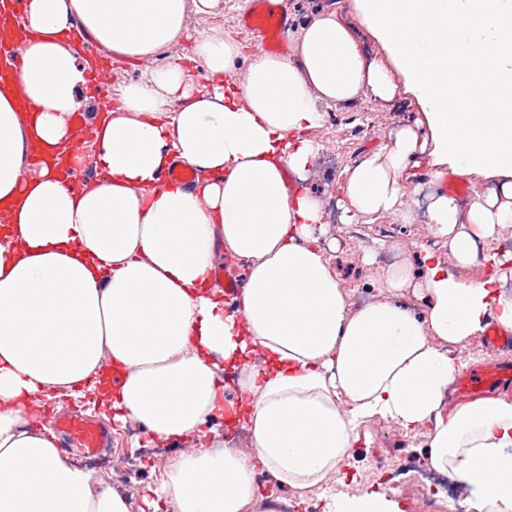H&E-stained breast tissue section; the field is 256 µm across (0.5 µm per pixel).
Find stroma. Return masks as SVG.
<instances>
[{"label": "stroma", "mask_w": 512, "mask_h": 512, "mask_svg": "<svg viewBox=\"0 0 512 512\" xmlns=\"http://www.w3.org/2000/svg\"><path fill=\"white\" fill-rule=\"evenodd\" d=\"M247 0H222L215 13L189 12L188 30L160 53L136 60L113 59L110 72L101 80L109 87L111 98H118L122 88L137 80L143 73L172 61L189 65L192 85L196 93H207L210 84L203 69L193 65L197 38L222 29L225 36L245 47V55L237 60L233 77L244 81L250 56L260 54L249 36L235 25V15ZM294 24L288 42H296L302 30L315 18L333 12L352 32L360 48L387 69H395L396 62L382 40L367 23L356 0H291ZM426 108L414 92L399 88L396 98L389 103H378L367 97L335 107H323V120L307 133L319 150L302 182L303 187L319 196L324 204L325 233L322 243L338 240V251L329 258L341 277L344 288L355 304L369 302V289L394 264L418 266L426 253H434L444 264H453L454 258L441 240L437 239L424 215V198L416 191V179L436 171H448L449 166L433 150H426L415 171V180L407 181L400 213L359 218L351 224L338 221L336 211L337 182L345 171L364 155L378 152L389 133L406 124L424 121ZM103 390L93 384L62 396L56 393L42 396L41 403L48 412L69 407L97 413L112 427L114 461L133 454L139 446V433L133 432L132 419L115 420L110 408L99 405ZM428 427L412 433L397 424L376 418L358 428V439L349 457L336 471V487L322 500H310L308 492L288 489L284 495L292 512H333L335 502L353 498L369 491L387 495L396 501L400 512H419V494L414 476L408 471V460L423 457Z\"/></svg>", "instance_id": "obj_1"}]
</instances>
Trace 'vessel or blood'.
Returning a JSON list of instances; mask_svg holds the SVG:
<instances>
[{
  "instance_id": "b4317fda",
  "label": "vessel or blood",
  "mask_w": 512,
  "mask_h": 512,
  "mask_svg": "<svg viewBox=\"0 0 512 512\" xmlns=\"http://www.w3.org/2000/svg\"><path fill=\"white\" fill-rule=\"evenodd\" d=\"M288 0H250L247 8L237 14L238 26L251 33L267 50L284 42L292 26L287 7ZM22 59L8 53L7 62L0 66V95L19 93L18 74ZM200 172L182 160H173L160 175L162 183H176L192 188ZM489 359L482 369L457 375L455 387L458 396L479 397L490 391L512 385V333L502 334L496 326H489L483 337ZM54 428L64 436L67 447L79 449L85 455L98 454L112 440L108 425L101 419L77 410H63L52 417Z\"/></svg>"
}]
</instances>
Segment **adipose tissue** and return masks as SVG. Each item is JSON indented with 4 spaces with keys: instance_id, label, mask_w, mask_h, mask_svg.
Segmentation results:
<instances>
[{
    "instance_id": "1",
    "label": "adipose tissue",
    "mask_w": 512,
    "mask_h": 512,
    "mask_svg": "<svg viewBox=\"0 0 512 512\" xmlns=\"http://www.w3.org/2000/svg\"><path fill=\"white\" fill-rule=\"evenodd\" d=\"M221 2L26 0L24 25L0 20V39L24 44L22 97H0V512H129L57 434L24 427L34 395L80 388L106 356L118 419L187 440L229 410L252 432L249 457L204 445L176 460L145 489L146 512H244L260 470L317 487L371 417L409 433L429 426L428 464L471 487L473 512H512V399L444 409L451 345L491 317L512 329V274L467 280L429 254L420 269H389L374 283L379 300L354 306L314 235L320 199L284 181L315 152L304 136L322 120L313 96L386 102L410 87L431 136L399 128L346 170L344 221L397 213L402 178L432 141L457 177L489 180L475 197L435 193L427 207L458 267L483 260V245L512 224V0H361L393 71L367 61L333 13L304 29L293 56L253 57L240 87L224 78L242 44L220 30L199 37L194 61L210 92L190 96L178 62L127 84L95 133L101 180L71 185L60 172L73 157L67 118L89 70L67 40L73 18L130 59L186 34L188 9ZM31 143L53 155L23 182ZM175 157L202 173L195 190L159 186ZM219 248L246 268L233 310L211 286ZM225 370L237 375L229 398Z\"/></svg>"
}]
</instances>
